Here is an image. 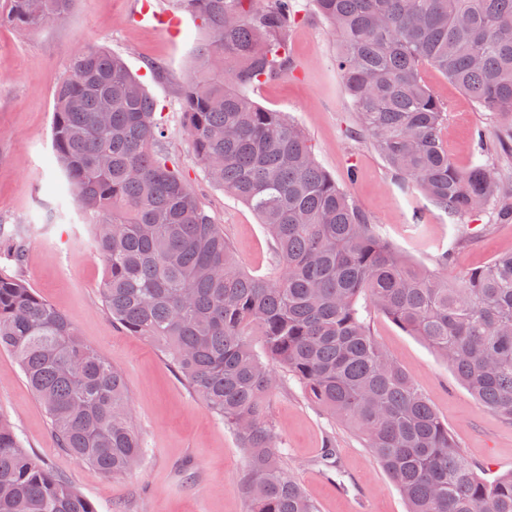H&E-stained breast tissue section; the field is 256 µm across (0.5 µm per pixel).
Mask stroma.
<instances>
[{
  "mask_svg": "<svg viewBox=\"0 0 512 512\" xmlns=\"http://www.w3.org/2000/svg\"><path fill=\"white\" fill-rule=\"evenodd\" d=\"M141 0H75L68 15L47 27L0 22V227L24 232L23 266L0 257V274L21 276L62 312L83 341L124 378L144 457L131 473L110 478L58 447L48 416L16 359L0 350V415L8 418L33 457L91 499L97 512H248L242 478L248 455L223 419L211 412L157 346L131 336L105 310V265L93 231L77 208L58 217L64 182L51 143L54 89L68 59L89 45L107 47L138 76L156 103L166 137L162 151L200 204L233 243L240 267L257 278L275 265L273 241L244 203L206 176L190 143L180 90L197 65L209 32L188 13L176 33L140 24ZM300 19L291 32L294 68L251 89L262 107L287 113L307 134L321 167L346 190L404 257L437 270L441 251L451 272L474 269L512 252V218L495 207L452 218L411 184L397 179L381 155L350 136L356 120L335 57L337 45L311 0H294ZM424 84L450 108L441 130L448 154L468 167L494 144L498 121L447 76L423 66ZM380 346L408 373L455 443L486 478L512 471V424L479 403L447 362L421 338L371 311ZM285 471L318 512H408L407 501L362 436L283 377L269 402ZM336 440V463L322 451Z\"/></svg>",
  "mask_w": 512,
  "mask_h": 512,
  "instance_id": "1",
  "label": "stroma"
}]
</instances>
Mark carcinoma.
Instances as JSON below:
<instances>
[{
	"instance_id": "obj_1",
	"label": "carcinoma",
	"mask_w": 512,
	"mask_h": 512,
	"mask_svg": "<svg viewBox=\"0 0 512 512\" xmlns=\"http://www.w3.org/2000/svg\"><path fill=\"white\" fill-rule=\"evenodd\" d=\"M74 0H7L40 27ZM212 36L182 86L193 149L212 183L250 207L276 265L243 271L224 231L154 147L165 129L122 58L88 46L54 92L52 148L67 195L93 225L104 307L168 361L224 419L249 457V512H317L284 472L267 398L286 374L366 447L409 512H512V472L483 479L411 378L372 336L375 309L440 354L490 411L512 423V253L448 285L398 253L316 161L301 127L258 105L257 84L293 69L291 0H175ZM338 38L336 69L357 114L350 130L454 217L512 200L485 158L461 169L440 130L447 107L421 79L432 64L500 119L512 154V0H312ZM25 260L0 229V256ZM365 302H360V299ZM258 336L266 361L248 337ZM11 352L59 447L107 476L143 458L122 374L17 276H0V350ZM0 512H97L23 447L0 416Z\"/></svg>"
}]
</instances>
